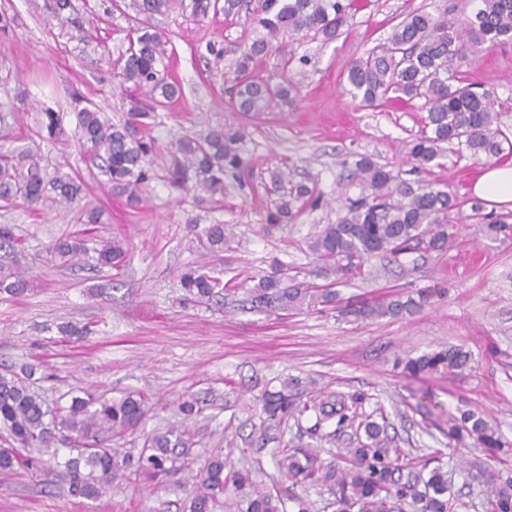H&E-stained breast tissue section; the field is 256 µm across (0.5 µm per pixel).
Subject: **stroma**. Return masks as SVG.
Segmentation results:
<instances>
[{
    "instance_id": "stroma-1",
    "label": "stroma",
    "mask_w": 512,
    "mask_h": 512,
    "mask_svg": "<svg viewBox=\"0 0 512 512\" xmlns=\"http://www.w3.org/2000/svg\"><path fill=\"white\" fill-rule=\"evenodd\" d=\"M129 2L72 0L73 12L58 15L53 0H0V13L11 19L0 29V148L30 150L50 174L77 173L86 184L84 207L101 213L100 223L87 224L83 208L0 206V224L10 225L20 241L14 258L32 275L25 295L0 296V372L37 365L33 387L51 403L63 401L74 387L109 398L144 392L149 410L127 442L135 449L153 429L177 422L179 398H205L199 443L190 458L200 465L213 450L229 452L236 468L287 500L286 512H295L290 500L296 495L307 500L310 512L334 509L327 492L279 481V449L289 442L350 448L356 438L351 427L323 439L306 421H265L255 404L287 377L298 379L303 400L368 393L366 411H384L395 446L440 458L448 469L457 456L439 424L457 410H478L508 448H476L467 459L490 470L512 468V239L487 238L471 209L472 184L488 160L450 145L429 173L461 202L447 252H413L399 266L372 259L340 288L343 297L371 302L435 283L446 286V296L433 306L363 320L331 308L286 314L239 305L272 259L299 270L314 266L309 237L335 223L339 191L357 193L348 158L367 155L396 174L411 168L408 151L421 127V110L394 99L361 105L347 92L345 63L387 37L409 11L452 5L468 14L469 0H370L336 41L294 42L296 54L308 58L295 101L258 113L229 105V63L207 52L209 44L246 38L247 13L202 18L187 6L157 17L170 53L166 76L182 93L160 111L153 130L160 145L156 177L138 209L107 191L102 174L72 137L73 123H66L70 135L62 142L40 133L45 110L69 112L80 99L118 123L127 119L132 100L143 98V91L121 85L112 70L113 59L127 47ZM467 80L494 91L500 127L512 139V43L478 52ZM218 125L246 130L248 171L243 187L228 188L223 202L201 204L195 192L173 187L164 167L171 142ZM284 168L293 182L322 192L326 203L269 230L265 215L278 198L271 176ZM195 224L234 227L233 249L217 266L237 290L219 306L184 300L179 289V273L199 259L191 243ZM75 232L127 239L130 250L118 275L50 263L49 246ZM66 322L89 326L92 333L81 340L61 335L58 326ZM448 345L472 354L462 374L411 379L395 366L406 354ZM68 456V449H60V461ZM59 463L36 460L0 474V512H182L192 490L180 472L154 481L121 480L111 493L88 500L70 494Z\"/></svg>"
}]
</instances>
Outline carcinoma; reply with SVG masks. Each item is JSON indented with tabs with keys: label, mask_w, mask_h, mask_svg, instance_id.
I'll list each match as a JSON object with an SVG mask.
<instances>
[{
	"label": "carcinoma",
	"mask_w": 512,
	"mask_h": 512,
	"mask_svg": "<svg viewBox=\"0 0 512 512\" xmlns=\"http://www.w3.org/2000/svg\"><path fill=\"white\" fill-rule=\"evenodd\" d=\"M469 15L456 16L448 10L437 14L417 9L395 24L388 37L368 49L346 68L348 93L372 105L396 95L405 101H419L426 113L419 134L413 139L409 156L418 171L432 166L443 156L445 145L453 144L476 159L504 156L508 138L498 126L496 98L467 82L476 49L483 44L512 41V0H471ZM183 7V0H132L135 25L127 33L128 48L114 62L122 82L138 88L161 91L162 99L136 106L122 125L103 120L100 113L75 101V129L88 158L102 162L106 184L127 204L138 207L144 186L155 177L153 157L157 139L151 134L156 112L175 97L179 88L165 80L168 41L154 30L150 20ZM193 13L205 17L211 11L224 15L245 9L251 21L252 37L233 49L239 53L230 87V102L240 112H267L288 105L298 86L292 79L279 82L251 80L254 65L277 51L284 64L304 63L288 49V41L311 37L324 43L336 40L351 26L355 0H193ZM282 38L278 46L272 41ZM47 139L65 135L63 116L46 111L41 121ZM244 131L218 126L199 137L178 139L168 167L170 183L179 189L203 192L209 197L224 196V181L236 179L247 160L241 144ZM353 181L360 192L342 198L336 222L327 224L309 243L324 266L315 277L331 280L320 287L288 276L284 264L275 259L269 271L250 289L246 302L251 308L269 312L296 311L316 305L334 306L341 302L334 285L361 272L375 255L394 261L411 250L443 252L451 234L448 224L459 207L458 197L439 184L401 180L371 158L361 156L353 163ZM274 186L283 190L278 203L266 216L269 227L287 223L294 213L317 209L324 196L306 185H288V174H273ZM83 183L69 173L47 176L37 156L28 152L0 155V199L28 205L77 204L83 198ZM472 210L492 237L512 236L508 217L483 213L482 203ZM196 248L214 257L231 249L225 224L192 225ZM125 240L109 235L96 239L88 248L86 239L68 236L50 250L51 259L61 266L87 256L97 266L118 268L127 254ZM26 269L0 265V294L19 297L28 291ZM180 287L189 300L211 301L233 289L224 281L223 270L208 262L187 267L180 275ZM434 285L383 298L373 303L346 301L342 312L358 319L413 314L443 295ZM471 355L460 347H444L405 360L403 369L410 376L444 371L461 372ZM37 367L25 365L21 372L0 374V426L15 448H0V471L10 472L20 463L19 451L39 448L57 455L60 447L77 451L65 462L69 491L74 496L96 500L112 490V483L131 476L154 479L182 469L187 449L195 444V433L188 428L170 427L148 434L138 454L123 448L121 440L134 431L146 414L147 399L141 393H128L105 400L76 389L68 404L51 409L30 388L29 380ZM294 382L286 380L276 391L261 398L265 419L296 422L315 417L314 431L333 422L337 427H356L357 444L337 455L334 462L321 457V449L302 445L281 450L278 471L293 485L322 486L334 497L336 512H452L448 497L451 481L443 466L429 467L430 461L413 457L401 448L391 447L386 416L380 421L364 414L369 400L365 393L318 396L306 401L293 393ZM186 420L201 415L199 398L189 396L178 402ZM467 433L484 448L501 447L497 430L470 411L460 418H448V438L460 440ZM196 485L184 512H215L219 496L233 491L235 498L227 512H284L282 501L253 484L249 475L227 468L223 454L211 456L195 476ZM487 486L486 512H512V473L482 475Z\"/></svg>",
	"instance_id": "carcinoma-1"
}]
</instances>
